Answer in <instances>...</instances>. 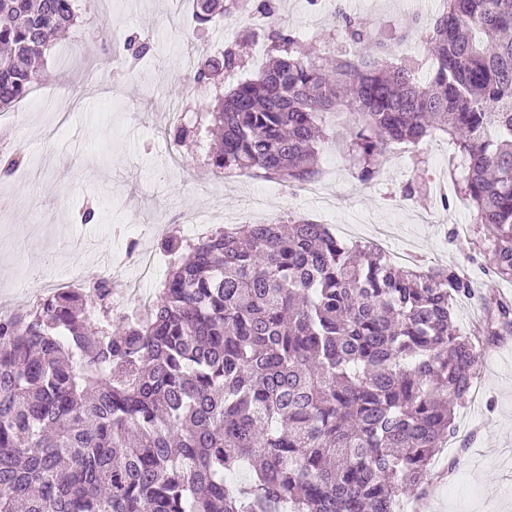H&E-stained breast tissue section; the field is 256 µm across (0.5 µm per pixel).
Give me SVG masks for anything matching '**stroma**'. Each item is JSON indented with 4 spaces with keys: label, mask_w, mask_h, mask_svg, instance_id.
I'll return each instance as SVG.
<instances>
[{
    "label": "stroma",
    "mask_w": 512,
    "mask_h": 512,
    "mask_svg": "<svg viewBox=\"0 0 512 512\" xmlns=\"http://www.w3.org/2000/svg\"><path fill=\"white\" fill-rule=\"evenodd\" d=\"M438 0H320L328 15L323 27L308 32L310 46L328 54L342 49L337 9L368 22L375 37L387 40L399 28H414ZM81 21L58 37L44 59L37 94L40 107L21 104L8 128L13 151L34 162L37 179L0 172V294L16 291L14 310L33 309L42 293L87 282L112 272L120 290L153 294L158 280L144 281L135 258L127 257V227L151 225L137 249L155 256L159 273L171 257L160 246L169 232L190 230L181 211L201 208L235 224L268 222L287 214L327 224L344 242H366L389 228L392 250L407 248L424 263L462 270L474 298L454 304L457 325L469 329L479 309L478 294L512 296V281L491 276L481 255L471 254L466 238L447 240L450 220L466 224L462 202L435 204L431 183L447 167L426 168V186L411 203L402 223L389 225V208L406 181L397 168L361 185L349 169L342 137L348 120L331 118L333 135L319 156L323 171L317 185L329 208L304 190H291L242 172L215 177L204 170V149H181L171 158L173 123L164 101L184 106V122L214 104V86L201 87L192 76L174 80L190 48L224 47L237 39L263 43L267 33L250 23L220 30L198 26L191 12L175 11L171 0H80ZM116 33L150 39L153 58L131 65L113 45ZM94 218L82 219L85 208ZM53 251L57 264L46 280L31 283L18 269L20 256ZM477 393L455 409V431L436 455L434 485L421 502L404 501V512H512V336L487 347Z\"/></svg>",
    "instance_id": "obj_1"
}]
</instances>
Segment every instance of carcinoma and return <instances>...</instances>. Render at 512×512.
Wrapping results in <instances>:
<instances>
[{
    "label": "carcinoma",
    "instance_id": "cac0c4a2",
    "mask_svg": "<svg viewBox=\"0 0 512 512\" xmlns=\"http://www.w3.org/2000/svg\"><path fill=\"white\" fill-rule=\"evenodd\" d=\"M252 2L192 0L193 16L274 10ZM76 20V0H0V112L29 97ZM341 27L357 52L331 64L277 22L249 77L231 49L201 60L195 82L229 79L209 170L310 182L325 116L345 112L366 185L391 144L441 132L466 161L455 195L477 224L471 249L512 280V0H443L424 77L364 21ZM124 50L151 48L132 35ZM162 249L175 259L146 318L112 311L110 275L0 318V512H392L429 484L485 345L512 334L499 300L482 336L456 329L452 297L472 293L456 269L397 267L304 217Z\"/></svg>",
    "mask_w": 512,
    "mask_h": 512
}]
</instances>
